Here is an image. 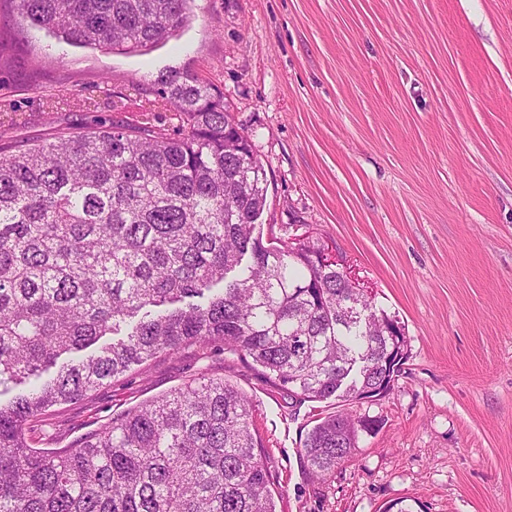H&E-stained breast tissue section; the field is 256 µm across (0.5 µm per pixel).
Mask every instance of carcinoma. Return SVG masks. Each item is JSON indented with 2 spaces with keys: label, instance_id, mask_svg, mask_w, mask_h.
<instances>
[{
  "label": "carcinoma",
  "instance_id": "obj_1",
  "mask_svg": "<svg viewBox=\"0 0 512 512\" xmlns=\"http://www.w3.org/2000/svg\"><path fill=\"white\" fill-rule=\"evenodd\" d=\"M14 2L69 44L132 52L173 35L193 0ZM155 95L177 129L148 120L0 143V388L30 384L0 402V512H276L252 401L222 377L146 401L74 448L29 444L30 418L158 354L219 340L312 401H353L386 372L393 317L317 248L255 234L268 179L224 94L171 71ZM356 421L311 428L312 476L352 457Z\"/></svg>",
  "mask_w": 512,
  "mask_h": 512
}]
</instances>
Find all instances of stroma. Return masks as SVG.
Returning <instances> with one entry per match:
<instances>
[{"mask_svg":"<svg viewBox=\"0 0 512 512\" xmlns=\"http://www.w3.org/2000/svg\"><path fill=\"white\" fill-rule=\"evenodd\" d=\"M0 140L178 126L158 77L213 84L261 159L264 239L332 247L397 316L408 358L373 402L303 400L205 343L160 354L27 426L72 448L204 374L237 383L277 512H512V0H194L147 52L77 47L0 9ZM376 420L326 479L302 455L322 417Z\"/></svg>","mask_w":512,"mask_h":512,"instance_id":"obj_1","label":"stroma"}]
</instances>
